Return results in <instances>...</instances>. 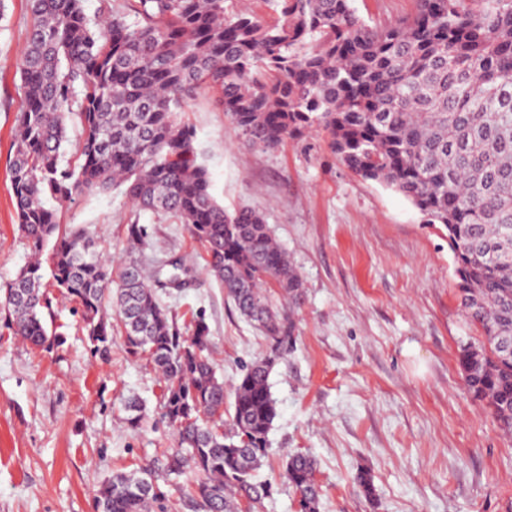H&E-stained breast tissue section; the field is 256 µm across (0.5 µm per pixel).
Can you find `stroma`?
<instances>
[{
	"label": "stroma",
	"instance_id": "stroma-1",
	"mask_svg": "<svg viewBox=\"0 0 512 512\" xmlns=\"http://www.w3.org/2000/svg\"><path fill=\"white\" fill-rule=\"evenodd\" d=\"M371 25L414 15L418 0H353ZM28 0L0 11V289L32 260L18 230L9 159L16 136L20 58ZM178 122L196 134L211 191L226 210L248 206L273 228L302 278L296 343L270 376L277 416L260 473L273 483L255 512H298L282 479L288 454L311 452L319 512H512V437L470 394L461 343L478 342L460 305L446 231L425 223L402 194L351 172L325 133L274 150L247 145L211 91L187 99ZM59 224L92 231L120 269L126 228L144 225L147 256L178 257L189 288L161 298L181 328L203 318L209 357L225 387L267 349L204 270L203 245L169 216L132 213L115 189L55 207ZM51 317L64 333L52 351L16 336L0 316V512H94L101 484L150 463L176 445L158 424L163 383L131 356L114 325L107 357L93 356L75 301L48 288ZM146 403L132 429L124 403ZM371 473L376 501L355 478Z\"/></svg>",
	"mask_w": 512,
	"mask_h": 512
}]
</instances>
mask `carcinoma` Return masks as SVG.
<instances>
[{"mask_svg":"<svg viewBox=\"0 0 512 512\" xmlns=\"http://www.w3.org/2000/svg\"><path fill=\"white\" fill-rule=\"evenodd\" d=\"M83 0H29L10 182L19 231L39 256L51 248L53 286L81 310L92 354L107 355L111 305L128 352L146 355L164 382L160 418L178 447L135 473L104 481L95 512H150L160 483L186 476L204 512L256 508L271 490L254 480L277 416L269 376L295 343L303 284L257 210L231 212L211 193L192 128L174 118L206 87L254 148L322 131L338 162L408 198L448 233L466 318L482 340L460 347L467 389L512 436V0H421L389 28L364 24L352 0H274L267 25L227 0H106L89 23ZM81 127L75 164L62 163L67 122ZM125 187L143 212L171 215L206 250V269L268 350L243 366L224 423V380L208 356V325L184 335L158 291L185 288L179 259L146 273L143 225L127 226L118 277L92 232L63 227L47 201ZM41 263L7 285V325L36 347L48 329ZM21 293L16 299L14 294ZM127 422L144 418L131 396ZM317 463L290 454L283 477L299 512H318Z\"/></svg>","mask_w":512,"mask_h":512,"instance_id":"obj_1","label":"carcinoma"}]
</instances>
